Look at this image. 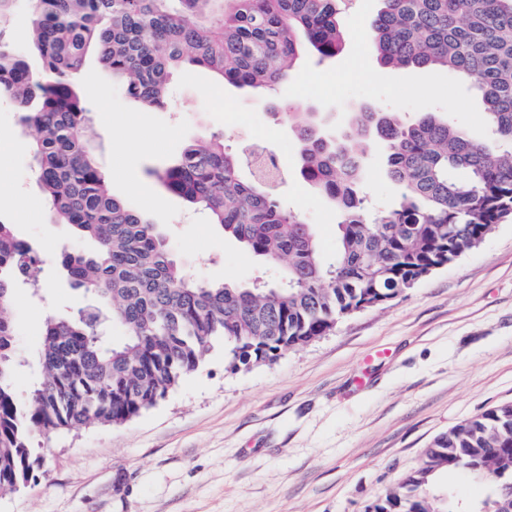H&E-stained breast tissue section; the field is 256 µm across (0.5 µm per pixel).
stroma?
<instances>
[{"label":"stroma","mask_w":512,"mask_h":512,"mask_svg":"<svg viewBox=\"0 0 512 512\" xmlns=\"http://www.w3.org/2000/svg\"><path fill=\"white\" fill-rule=\"evenodd\" d=\"M351 35L336 59L304 57L269 96L220 85L185 66L164 109L146 112L110 72L88 59L83 94L96 109L98 160L111 191L164 227L174 256L211 281L274 279L272 267L226 239L199 208L157 178L187 144L220 132L240 152L266 136L289 175L283 203L313 224L324 253L336 246L335 211L296 176L298 145L275 103L304 101L347 120L361 105L381 112L449 114L483 131L480 98L436 68L382 66L357 38L380 7L353 0ZM32 131L0 101V219L35 244L42 296L16 289L15 380L36 374L41 325L81 297L57 275L68 240L55 226L31 158ZM512 402V217L478 248L434 270L401 296L338 320L332 331L272 362L231 371L223 346L156 406L119 425L34 437L38 480L0 496V512H364L414 469L433 438L470 416Z\"/></svg>","instance_id":"35a3bbf8"}]
</instances>
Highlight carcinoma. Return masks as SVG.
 Here are the masks:
<instances>
[{"label": "carcinoma", "mask_w": 512, "mask_h": 512, "mask_svg": "<svg viewBox=\"0 0 512 512\" xmlns=\"http://www.w3.org/2000/svg\"><path fill=\"white\" fill-rule=\"evenodd\" d=\"M17 0H0V100L34 132L33 162L55 223L79 246L59 265L84 304L43 324L39 378L18 395L20 361L10 309L14 289L37 283L32 246L0 219V493L37 481L33 435L121 425L155 406L204 364L222 340L228 367L273 361L307 345L359 308L385 304L433 270L476 248L512 215V0H381L369 52L393 67L441 68L481 97L478 141L439 112L409 119L362 107L331 131L321 112L278 105L298 142V174L336 211V250L284 207L282 180L257 168L224 134H202L159 178L205 211L224 237L278 271L270 283H213L176 261L160 225L110 191L95 148L93 112L78 88L91 54L125 95L149 108L186 64L223 83L268 93L302 52L336 57L352 0H26L27 42L7 33ZM386 160L400 191L374 210L364 190L368 158ZM125 340L108 342L112 326ZM460 470L490 483L461 504L430 494L432 477ZM365 512H512V403L436 436L415 469Z\"/></svg>", "instance_id": "obj_1"}]
</instances>
